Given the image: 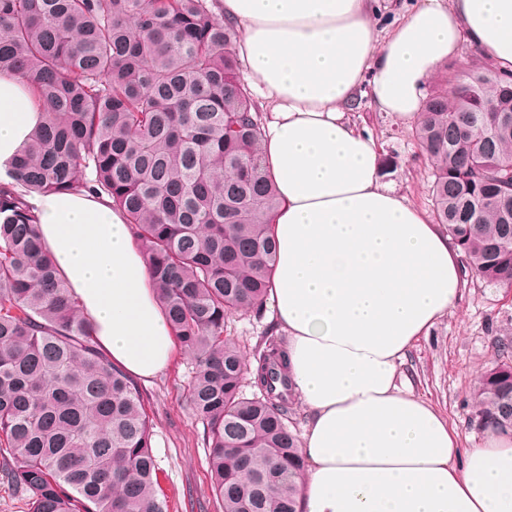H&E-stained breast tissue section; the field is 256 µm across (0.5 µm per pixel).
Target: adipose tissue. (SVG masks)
<instances>
[{
    "label": "adipose tissue",
    "mask_w": 512,
    "mask_h": 512,
    "mask_svg": "<svg viewBox=\"0 0 512 512\" xmlns=\"http://www.w3.org/2000/svg\"><path fill=\"white\" fill-rule=\"evenodd\" d=\"M240 33L278 206L268 301L308 414L300 512H512V435L480 448L398 381L408 349L462 288L448 232L384 183L358 96L416 120L436 68L477 46L512 72V0H423L388 33L372 0H221ZM32 88L0 72V163L44 121ZM45 245L100 346L128 376L167 367L175 332L123 212L105 196L34 201Z\"/></svg>",
    "instance_id": "1"
}]
</instances>
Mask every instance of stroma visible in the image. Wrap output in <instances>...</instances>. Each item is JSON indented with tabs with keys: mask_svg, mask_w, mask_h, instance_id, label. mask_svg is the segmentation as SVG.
<instances>
[{
	"mask_svg": "<svg viewBox=\"0 0 512 512\" xmlns=\"http://www.w3.org/2000/svg\"><path fill=\"white\" fill-rule=\"evenodd\" d=\"M355 119L373 135L380 155L395 159L384 182L412 205L431 210V170L418 153L409 124L377 111L365 100L356 109ZM228 334L252 363L276 328L266 313L250 312L234 317ZM504 337L512 340V288L469 277L455 308L415 342L399 368L402 376L411 379L415 395L434 405L456 429L462 447L475 448L485 440L484 433L469 426L467 404L473 379L497 356L495 339ZM192 368L190 355L176 349L169 366L141 386L154 424L153 452L164 471L162 486L173 502L183 503L191 494L204 503V512H220L210 491L204 428L187 402Z\"/></svg>",
	"mask_w": 512,
	"mask_h": 512,
	"instance_id": "1",
	"label": "stroma"
}]
</instances>
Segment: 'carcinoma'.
Returning <instances> with one entry per match:
<instances>
[{
	"mask_svg": "<svg viewBox=\"0 0 512 512\" xmlns=\"http://www.w3.org/2000/svg\"><path fill=\"white\" fill-rule=\"evenodd\" d=\"M219 0H0V71L33 83L45 120L0 179V475L29 512H169L137 383L98 346L41 242L29 197L105 193L142 247L152 286L194 359L187 401L204 425L222 512H299L305 459L295 392L266 340L243 390L230 318L267 300L277 192ZM422 103L412 137L432 167L435 223L463 271L512 288V75L488 64ZM473 383L469 421L512 432V341Z\"/></svg>",
	"mask_w": 512,
	"mask_h": 512,
	"instance_id": "obj_1",
	"label": "carcinoma"
}]
</instances>
